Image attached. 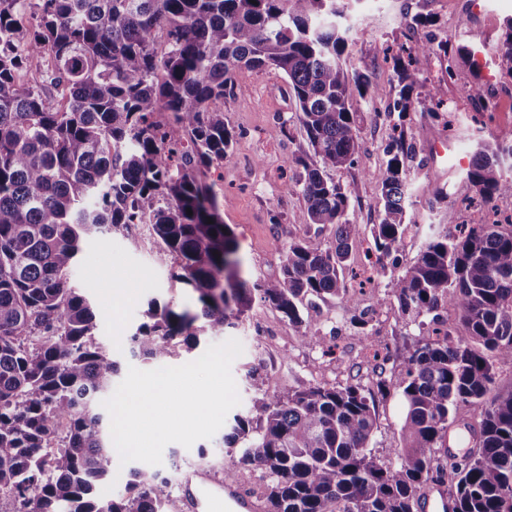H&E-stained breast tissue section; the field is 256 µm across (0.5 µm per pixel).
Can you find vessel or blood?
<instances>
[{
	"instance_id": "vessel-or-blood-1",
	"label": "vessel or blood",
	"mask_w": 512,
	"mask_h": 512,
	"mask_svg": "<svg viewBox=\"0 0 512 512\" xmlns=\"http://www.w3.org/2000/svg\"><path fill=\"white\" fill-rule=\"evenodd\" d=\"M182 506L191 512H257L256 502L232 480L219 476L217 468L196 467L180 485Z\"/></svg>"
}]
</instances>
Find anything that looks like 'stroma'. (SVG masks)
I'll return each mask as SVG.
<instances>
[{
    "label": "stroma",
    "instance_id": "obj_1",
    "mask_svg": "<svg viewBox=\"0 0 512 512\" xmlns=\"http://www.w3.org/2000/svg\"><path fill=\"white\" fill-rule=\"evenodd\" d=\"M418 12L433 15L449 40L468 45L476 65L459 66L450 77L438 56L419 53L414 57L424 85L420 103L404 117L405 126L421 135L417 164L410 170L412 196L404 246L396 262L374 276L363 257L373 240L357 242L356 276L347 282V299L331 298L318 308L305 309V316L333 337L334 354L304 347L294 326L258 298L236 327L212 336L215 344L234 338L243 346L231 366L240 398L236 413H246L251 405L254 371L262 375L269 392L281 395L311 384H371L373 362L362 341L366 335L373 337L378 350H390L392 365L402 369L407 349L422 339L423 332L402 315L391 295V282L413 263L431 237L469 222L479 197L464 179L461 163L469 159L475 140L512 145V74L494 54L506 21L512 19V0H358L349 12L347 70L366 73L374 85L393 87L396 78L384 51L397 52L425 39V29L412 23ZM463 18L468 21L464 27L459 24ZM477 76L493 93L494 111H481L467 97L466 90ZM233 80V92L224 97V122L233 134V147L207 178L216 181L224 194V221L237 237L242 274L254 283L279 276L288 243L307 236L302 222L304 200L297 185L300 168L291 159L307 152L308 141L295 97L281 72L242 69ZM438 101L452 112L451 127L429 114V106ZM386 105V100L376 97L355 102V111L364 115L355 163L326 171L347 193L364 224L377 222L382 209L376 173L386 158L391 133ZM159 251L148 225L136 224L125 236L87 239L71 276L72 287L82 289L96 309V342L111 350L123 374L141 364L132 356L128 338L149 301L182 308L194 304L190 290L169 276L173 259H160ZM376 293L386 295L387 303L374 314L370 308ZM366 313L373 319L363 327L358 320ZM377 411L378 427L370 447L381 463L392 466L397 462L393 450L400 444L406 403L394 392L378 400ZM223 438V433H216L202 449L167 445L160 470L170 478L168 493L179 495L180 478L188 466L214 464L222 471L236 467L238 457L227 454Z\"/></svg>",
    "mask_w": 512,
    "mask_h": 512
}]
</instances>
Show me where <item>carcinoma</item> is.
Returning a JSON list of instances; mask_svg holds the SVG:
<instances>
[{"instance_id":"carcinoma-1","label":"carcinoma","mask_w":512,"mask_h":512,"mask_svg":"<svg viewBox=\"0 0 512 512\" xmlns=\"http://www.w3.org/2000/svg\"><path fill=\"white\" fill-rule=\"evenodd\" d=\"M348 10L346 0H0V496L13 512H177L157 472H135L127 494L103 493L114 450L98 398L112 389L117 364L94 340L92 303L70 285L86 237L149 225L176 263L171 278L197 294L198 311L149 303L129 337L143 360L192 353L201 334L241 320L256 293L303 345L334 354L302 308L346 295L365 227L324 172L354 164L362 120L354 101L391 96L344 67ZM412 22L428 29L417 50L443 59L446 74L473 63L432 16ZM496 56L512 74V19ZM41 65L43 85L22 81ZM242 68L288 78L312 151L292 158L303 169V223L335 226L326 246L312 237L289 243L281 276L253 284L239 274L224 196L202 180L230 150L217 102ZM393 70L389 117L420 102L423 86L402 55ZM467 96L491 109L480 77ZM416 146L404 124L392 125L376 175L383 210L365 254L376 273L403 247ZM506 156L512 146L484 139L464 170L486 204L512 197ZM392 288L403 315L431 314L434 324L400 371L387 372L390 357L375 352L370 387L312 384L286 396L252 377L257 396L224 444L266 480L268 512H415L430 482L448 483V512H512V389H495V361L512 363V221L490 224L475 210L466 231L426 243ZM450 303L460 331L438 327ZM393 392L408 413L390 468L370 442L375 395ZM462 407L476 418L475 446L449 465L448 429Z\"/></svg>"}]
</instances>
